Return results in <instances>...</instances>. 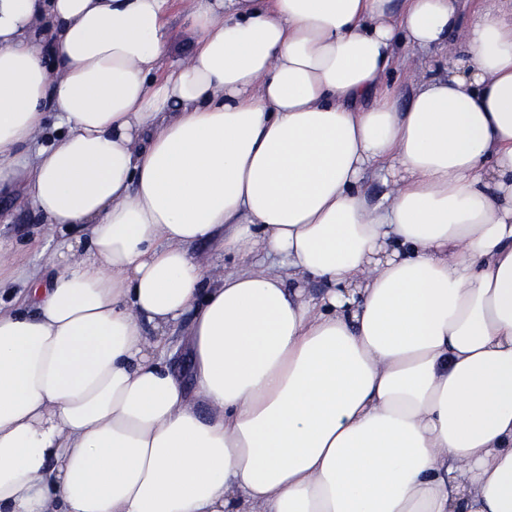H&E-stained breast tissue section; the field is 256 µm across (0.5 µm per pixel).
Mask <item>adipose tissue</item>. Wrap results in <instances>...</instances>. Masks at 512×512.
<instances>
[{"label":"adipose tissue","mask_w":512,"mask_h":512,"mask_svg":"<svg viewBox=\"0 0 512 512\" xmlns=\"http://www.w3.org/2000/svg\"><path fill=\"white\" fill-rule=\"evenodd\" d=\"M170 4L0 0V512H512V0ZM59 232H50L30 206L27 193L17 188L0 195V239L9 243L15 259V276L5 279L1 289V309L6 312L27 311L23 305L26 282L30 277L48 279L51 275L49 258L58 248ZM191 253L196 257L211 259L221 263L225 262V271H235L241 266L239 259L226 257L224 260L223 252L219 251L217 245L211 241H203L195 244L191 248Z\"/></svg>","instance_id":"obj_1"}]
</instances>
